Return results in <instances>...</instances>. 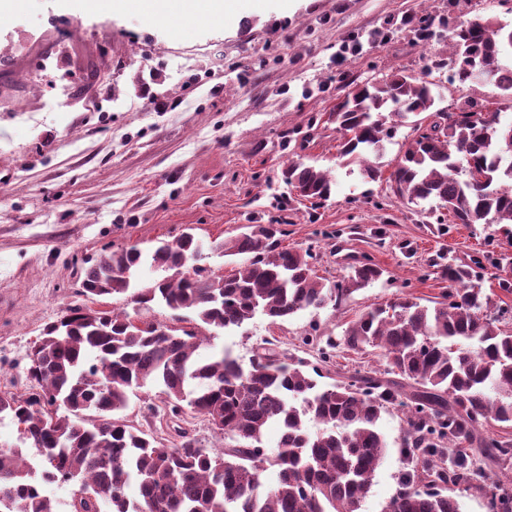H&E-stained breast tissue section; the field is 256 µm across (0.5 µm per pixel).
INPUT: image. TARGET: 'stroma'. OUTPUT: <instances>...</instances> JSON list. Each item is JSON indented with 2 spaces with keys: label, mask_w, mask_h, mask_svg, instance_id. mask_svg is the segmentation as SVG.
I'll return each instance as SVG.
<instances>
[{
  "label": "stroma",
  "mask_w": 512,
  "mask_h": 512,
  "mask_svg": "<svg viewBox=\"0 0 512 512\" xmlns=\"http://www.w3.org/2000/svg\"><path fill=\"white\" fill-rule=\"evenodd\" d=\"M421 9L451 10L459 22L489 10L512 26V0H460L454 8L448 0H251L227 21L152 25L136 11L75 15L66 0H21L0 20V392H32L31 350L44 326L78 300L87 261L127 245L147 251L188 229L207 242L245 224H280L282 246L312 249L320 276L342 280L350 257L365 253L385 271L336 310H308L277 325L258 315L237 328L201 327L203 360L223 350L245 364L266 339L314 359L300 342L311 330L338 336L367 308L402 295L440 297L448 282L426 265L439 252L490 254L481 285L497 289L493 260L512 256V224H452L446 235L434 233L384 184L340 164L333 128L319 129L300 153L334 178L327 201L293 200L280 179L293 155L284 137L346 93L337 72L361 82L448 58L449 46H415L402 32L365 40L359 54L336 62L352 35ZM94 67L101 79L92 84ZM431 79L439 109L498 93L490 83H449L444 69ZM323 82L324 94L303 96ZM403 241L414 255L399 250ZM124 415L175 443L160 387L131 394ZM379 428L388 447L361 512H382L407 469L400 415L382 414Z\"/></svg>",
  "instance_id": "stroma-1"
}]
</instances>
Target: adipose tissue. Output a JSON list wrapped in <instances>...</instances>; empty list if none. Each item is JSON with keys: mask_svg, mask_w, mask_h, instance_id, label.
I'll use <instances>...</instances> for the list:
<instances>
[{"mask_svg": "<svg viewBox=\"0 0 512 512\" xmlns=\"http://www.w3.org/2000/svg\"><path fill=\"white\" fill-rule=\"evenodd\" d=\"M240 5V0H70L76 13L100 9L108 14L136 8L149 24L173 17L192 19L205 12L226 19L238 15Z\"/></svg>", "mask_w": 512, "mask_h": 512, "instance_id": "obj_1", "label": "adipose tissue"}]
</instances>
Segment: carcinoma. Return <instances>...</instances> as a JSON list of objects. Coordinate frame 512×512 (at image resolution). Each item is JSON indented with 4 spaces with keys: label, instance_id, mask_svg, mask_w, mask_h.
<instances>
[{
    "label": "carcinoma",
    "instance_id": "carcinoma-1",
    "mask_svg": "<svg viewBox=\"0 0 512 512\" xmlns=\"http://www.w3.org/2000/svg\"><path fill=\"white\" fill-rule=\"evenodd\" d=\"M410 27L413 39L449 43L450 68L461 85L489 65L503 110H512V28L480 15L459 26L448 17L415 11L389 19L383 38ZM431 68L420 74L392 69L356 83L328 115L311 117L308 131L288 136L299 149L325 122L335 126L336 155L370 181L385 180L400 201L420 206L436 223L512 224V124L501 112L467 99L456 110L434 108ZM426 114L422 126L415 121ZM411 125L389 175L376 162L383 141ZM297 197L315 205L332 194L329 174L299 159L282 170ZM278 224H247L229 240L208 244L224 257L244 256L230 272L198 263L201 240L191 232L144 252L135 245L106 253L82 270L79 295L92 301L122 295L133 312L69 305L43 329L28 376L38 392L0 395V415L12 418L37 450L38 460L0 449V512H55L43 484L74 482L71 512H361L388 444L378 428L382 413L403 416L402 454L410 469L383 512H460L459 487L488 499L489 512H512V495L490 472L512 465V438L490 437L485 427L512 424V329L509 310L481 287L482 260H428L448 279L434 305L404 297L371 308L340 336L309 333L302 344L319 365L258 347L248 368L226 352L196 358L207 337L150 320L156 306L186 321L190 313L219 329L239 327L261 314L275 324L298 313L337 309L354 292L379 280L384 269L370 257L353 259L348 276L316 274L309 248H284ZM162 272L139 286L144 266ZM379 352L387 370L354 372L323 387L316 376L339 349ZM159 386L177 418L182 404L204 416L228 443L212 453L188 431L168 447L120 417L132 392ZM101 420L87 423L86 417ZM321 425L316 432L307 423ZM281 434L274 451L263 446L269 426ZM273 468L277 481L262 482ZM135 483L139 495L126 488Z\"/></svg>",
    "mask_w": 512,
    "mask_h": 512
}]
</instances>
